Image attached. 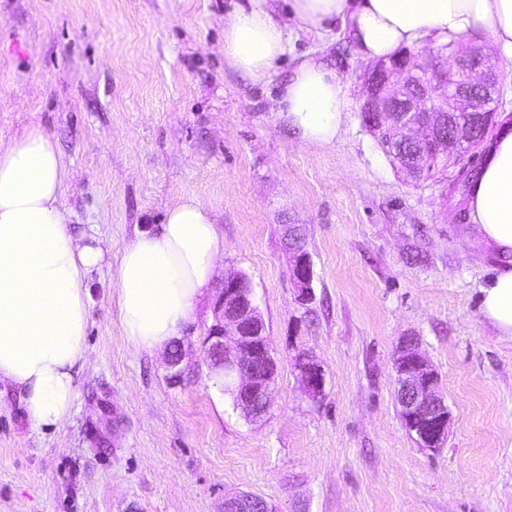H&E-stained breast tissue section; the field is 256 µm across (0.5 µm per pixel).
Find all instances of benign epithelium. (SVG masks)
I'll list each match as a JSON object with an SVG mask.
<instances>
[{
  "label": "benign epithelium",
  "instance_id": "7a95c632",
  "mask_svg": "<svg viewBox=\"0 0 512 512\" xmlns=\"http://www.w3.org/2000/svg\"><path fill=\"white\" fill-rule=\"evenodd\" d=\"M499 85L496 66L477 48L454 56L452 71L438 62H415L406 52L399 59L379 60L364 74L361 112L390 131L386 149L397 168L417 182L434 166H456L464 174L467 154L497 126ZM286 251L299 300L313 299V268L299 227L287 229ZM208 366L235 380L237 406L257 420L269 409L277 366L265 321L245 292L242 274L224 278L214 305V322L205 339ZM396 396L410 430L422 447L435 450L447 441L451 412L440 392L439 373L411 335L395 351ZM297 369L304 393L324 395L325 376L309 354ZM224 512H268L266 503L249 494L224 499Z\"/></svg>",
  "mask_w": 512,
  "mask_h": 512
}]
</instances>
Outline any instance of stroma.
<instances>
[{"label": "stroma", "mask_w": 512, "mask_h": 512, "mask_svg": "<svg viewBox=\"0 0 512 512\" xmlns=\"http://www.w3.org/2000/svg\"><path fill=\"white\" fill-rule=\"evenodd\" d=\"M233 0H0V140L36 128L69 170L64 205L112 246L89 281L88 357L71 417L34 428L0 384V512H223L251 493L276 512H512V340L478 311L495 266L448 183L408 182L364 127L362 75L341 28L290 36L269 84L224 65ZM326 59L350 93L347 132L300 144L271 100L295 60ZM224 234L217 273L245 274L278 365L246 419L206 363L214 296L179 336L184 368L122 336L113 266L185 197ZM299 224L314 299L299 303L284 227ZM419 338L451 412L419 447L395 396L401 336ZM325 373L310 400L295 367Z\"/></svg>", "instance_id": "35a3bbf8"}]
</instances>
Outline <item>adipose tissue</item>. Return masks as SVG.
Listing matches in <instances>:
<instances>
[{
    "label": "adipose tissue",
    "instance_id": "ef3b65f1",
    "mask_svg": "<svg viewBox=\"0 0 512 512\" xmlns=\"http://www.w3.org/2000/svg\"><path fill=\"white\" fill-rule=\"evenodd\" d=\"M235 0L224 16V63L255 85L270 82L288 52V35L347 33L366 61L432 42L486 36L512 53V0ZM347 86L323 57L306 55L272 100L277 121L301 144L328 145L344 131ZM68 169L49 134L26 130L0 142V384L15 387L37 428H57L78 397L90 318L88 283L110 250L73 229L63 203ZM478 243L500 258L479 289V312L512 339V122L485 143V160L467 201ZM224 252L211 208L194 197L169 208L157 229L125 245L113 275L126 341L165 351L195 318Z\"/></svg>",
    "mask_w": 512,
    "mask_h": 512
}]
</instances>
